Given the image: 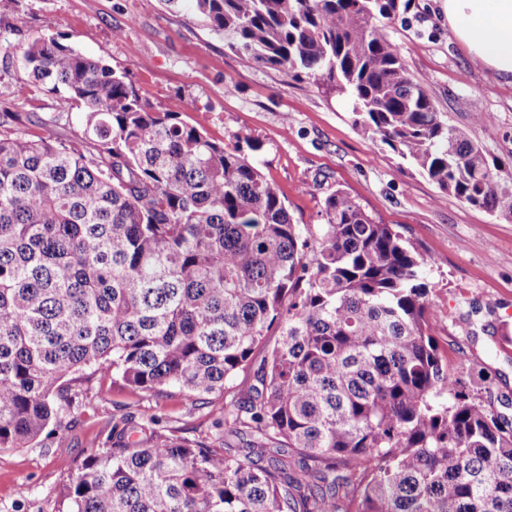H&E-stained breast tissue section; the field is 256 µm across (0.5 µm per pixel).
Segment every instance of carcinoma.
<instances>
[{
    "label": "carcinoma",
    "mask_w": 512,
    "mask_h": 512,
    "mask_svg": "<svg viewBox=\"0 0 512 512\" xmlns=\"http://www.w3.org/2000/svg\"><path fill=\"white\" fill-rule=\"evenodd\" d=\"M195 2L230 50L346 96L364 136L512 220V170L448 125L385 30L410 0ZM0 52L7 95L79 111L70 138L0 111V448L33 445L72 385L110 372L229 397L224 438L145 446L114 427L73 512H512V420L448 369L427 256L341 189L324 223H293L241 147L62 35ZM258 352L256 383L234 384Z\"/></svg>",
    "instance_id": "cac0c4a2"
}]
</instances>
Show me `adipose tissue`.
Instances as JSON below:
<instances>
[{"mask_svg": "<svg viewBox=\"0 0 512 512\" xmlns=\"http://www.w3.org/2000/svg\"><path fill=\"white\" fill-rule=\"evenodd\" d=\"M450 39L471 61L512 84V0H444Z\"/></svg>", "mask_w": 512, "mask_h": 512, "instance_id": "ef3b65f1", "label": "adipose tissue"}]
</instances>
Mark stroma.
I'll use <instances>...</instances> for the list:
<instances>
[{
    "label": "stroma",
    "mask_w": 512,
    "mask_h": 512,
    "mask_svg": "<svg viewBox=\"0 0 512 512\" xmlns=\"http://www.w3.org/2000/svg\"><path fill=\"white\" fill-rule=\"evenodd\" d=\"M15 38L62 34L83 54L126 72L155 109L178 113L231 147L262 143L256 162L285 197L294 223L323 221L322 202L343 189L431 256L424 272L435 304L432 334L449 368L512 418V220L440 194L387 147L363 136L341 95L292 79L233 52L198 15L194 0H19L6 17ZM407 69L449 125L512 165V85L475 66L448 38L443 0H412L387 23ZM24 129L39 134L57 109L37 90L14 101ZM157 424H149L147 415ZM215 417L188 392L152 396L105 378L89 384L36 445L0 448V512H71L68 488L83 460L107 447L112 427L134 439L152 430L209 441Z\"/></svg>",
    "instance_id": "stroma-1"
}]
</instances>
